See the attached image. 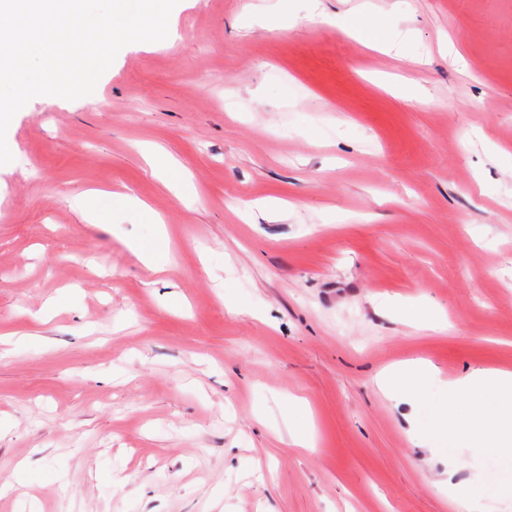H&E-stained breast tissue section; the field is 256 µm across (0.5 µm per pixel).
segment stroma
I'll return each instance as SVG.
<instances>
[{
	"instance_id": "35a3bbf8",
	"label": "stroma",
	"mask_w": 512,
	"mask_h": 512,
	"mask_svg": "<svg viewBox=\"0 0 512 512\" xmlns=\"http://www.w3.org/2000/svg\"><path fill=\"white\" fill-rule=\"evenodd\" d=\"M6 140L0 512H512L373 381L512 369V0H179Z\"/></svg>"
}]
</instances>
